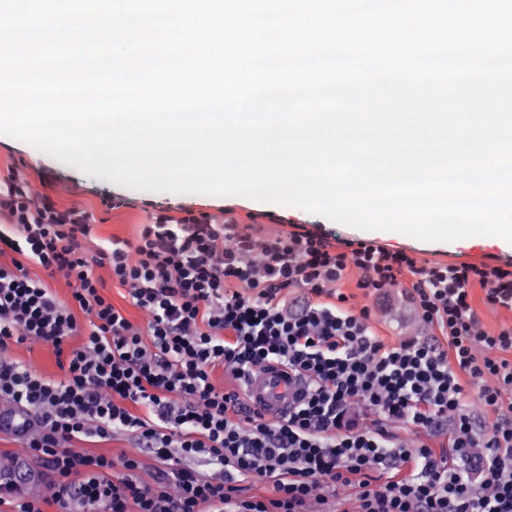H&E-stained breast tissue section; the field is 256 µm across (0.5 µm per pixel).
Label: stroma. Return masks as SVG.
Returning a JSON list of instances; mask_svg holds the SVG:
<instances>
[{"mask_svg":"<svg viewBox=\"0 0 512 512\" xmlns=\"http://www.w3.org/2000/svg\"><path fill=\"white\" fill-rule=\"evenodd\" d=\"M11 170L25 177L37 192L51 196L59 205H78L92 210L98 220L96 234L103 239L133 237L139 224L147 222L150 212L156 208L169 210L175 217L181 216L186 209L216 215L227 208L236 222L244 227L258 221L264 223L266 232L270 233L276 229L291 230L296 224H315L330 239L365 240L403 248L423 263H479L491 253L504 262L512 258V246L491 237L425 242L394 231L360 230L297 207L259 204L234 196L180 195L129 189L86 175L26 142L0 135V176H6ZM112 198L121 199V207L106 208L105 200ZM358 278V272H350L342 284L343 292L349 297L348 306L357 311L365 305H372V325L386 345L433 336V329L421 321L400 294H393L390 305L370 304L357 286Z\"/></svg>","mask_w":512,"mask_h":512,"instance_id":"35a3bbf8","label":"stroma"}]
</instances>
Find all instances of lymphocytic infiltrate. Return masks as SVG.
<instances>
[{"label": "lymphocytic infiltrate", "instance_id": "f902f5d3", "mask_svg": "<svg viewBox=\"0 0 512 512\" xmlns=\"http://www.w3.org/2000/svg\"><path fill=\"white\" fill-rule=\"evenodd\" d=\"M95 223L16 174L0 178V407L33 416L17 436L47 471L41 494L0 484V512H313L349 487L358 512H512V329L480 332L472 303L478 286L512 311L511 264H422L305 228L244 233L190 209L154 213L132 240H97ZM100 268L146 328L102 295ZM353 269L374 298L407 288L439 337L385 345L370 308L346 307L339 286ZM58 275L70 301L47 284ZM25 342L53 347L62 378L8 357ZM272 363L302 384L273 420L212 381L218 367L242 380ZM472 388L493 424L477 422ZM358 405L375 426L356 425ZM391 422L447 431L451 456L406 447ZM118 434L134 452L83 448ZM144 453L156 460L146 478ZM249 477L273 497L244 495Z\"/></svg>", "mask_w": 512, "mask_h": 512}]
</instances>
